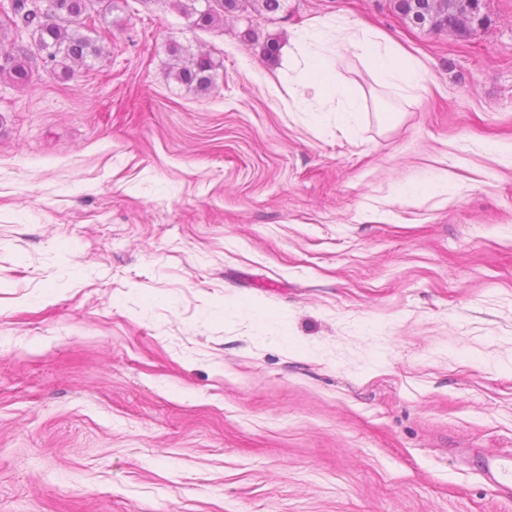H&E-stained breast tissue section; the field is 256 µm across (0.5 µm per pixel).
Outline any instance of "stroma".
<instances>
[{
	"label": "stroma",
	"mask_w": 512,
	"mask_h": 512,
	"mask_svg": "<svg viewBox=\"0 0 512 512\" xmlns=\"http://www.w3.org/2000/svg\"><path fill=\"white\" fill-rule=\"evenodd\" d=\"M483 12L287 0L269 61L127 0L90 69L0 82V512H512L480 469L512 457V0ZM342 15L426 69L405 101L344 54L350 136L288 109L294 30ZM394 8L415 26L431 33H448L457 39L468 36L486 18L482 0H393ZM168 54L170 73L179 84L197 93L211 89L220 65L210 54L187 53L176 42L169 44Z\"/></svg>",
	"instance_id": "stroma-1"
}]
</instances>
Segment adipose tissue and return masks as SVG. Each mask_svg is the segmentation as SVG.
Wrapping results in <instances>:
<instances>
[{"label": "adipose tissue", "mask_w": 512, "mask_h": 512, "mask_svg": "<svg viewBox=\"0 0 512 512\" xmlns=\"http://www.w3.org/2000/svg\"><path fill=\"white\" fill-rule=\"evenodd\" d=\"M293 43L298 52L292 66L295 91L313 88L318 99L335 106L344 132L352 131L360 105L342 77L341 50H351L369 64L377 80L402 99H413L424 88L419 61L400 43L363 22L341 16L324 28L310 23L296 29Z\"/></svg>", "instance_id": "ef3b65f1"}]
</instances>
